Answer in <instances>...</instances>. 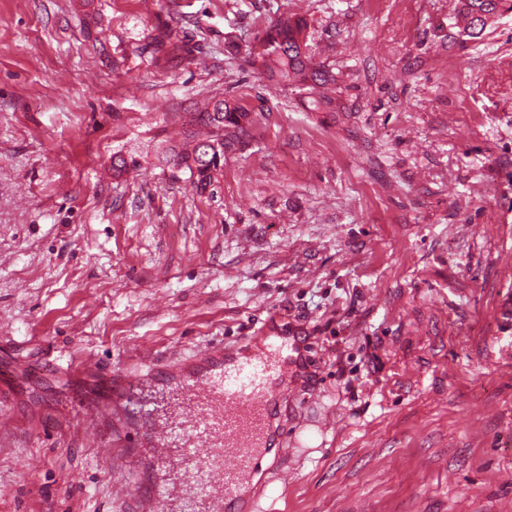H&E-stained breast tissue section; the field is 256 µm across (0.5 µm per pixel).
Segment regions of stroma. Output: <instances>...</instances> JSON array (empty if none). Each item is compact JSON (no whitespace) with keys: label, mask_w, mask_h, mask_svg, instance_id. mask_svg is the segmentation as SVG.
Wrapping results in <instances>:
<instances>
[{"label":"stroma","mask_w":512,"mask_h":512,"mask_svg":"<svg viewBox=\"0 0 512 512\" xmlns=\"http://www.w3.org/2000/svg\"><path fill=\"white\" fill-rule=\"evenodd\" d=\"M294 17L332 107L246 55ZM214 96L254 122L202 193L160 155ZM511 302L512 11L473 39L456 0H0V512L133 489L67 363L271 319L308 368L260 512H512Z\"/></svg>","instance_id":"stroma-1"}]
</instances>
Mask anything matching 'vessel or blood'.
<instances>
[{
	"label": "vessel or blood",
	"mask_w": 512,
	"mask_h": 512,
	"mask_svg": "<svg viewBox=\"0 0 512 512\" xmlns=\"http://www.w3.org/2000/svg\"><path fill=\"white\" fill-rule=\"evenodd\" d=\"M291 348L269 326L243 337L237 350L213 347L185 361L157 358L113 373L89 360L70 364L68 373L112 386L113 401L91 413L100 439L125 461L144 454L164 467L125 499V512H254L257 499L243 490L271 450ZM146 378L167 387L166 413L148 416L143 427L119 429L126 398ZM204 466L210 481L202 492L196 477Z\"/></svg>",
	"instance_id": "b4317fda"
}]
</instances>
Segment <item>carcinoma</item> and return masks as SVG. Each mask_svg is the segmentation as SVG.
Returning a JSON list of instances; mask_svg holds the SVG:
<instances>
[{"instance_id": "cac0c4a2", "label": "carcinoma", "mask_w": 512, "mask_h": 512, "mask_svg": "<svg viewBox=\"0 0 512 512\" xmlns=\"http://www.w3.org/2000/svg\"><path fill=\"white\" fill-rule=\"evenodd\" d=\"M460 13L466 20L464 31L475 39L490 24L488 15L511 10L509 0H459ZM306 23L286 19L270 26L258 43L249 49L251 64L272 86L291 83L316 95L315 106H330L333 99L321 89L335 78L314 64L306 44ZM249 111L227 98L210 101L204 111L196 113L193 123L208 129L207 137L196 138L190 132L185 140L167 150L174 167L189 172L196 189L204 192L212 186L224 164V152L241 143L247 134Z\"/></svg>"}]
</instances>
